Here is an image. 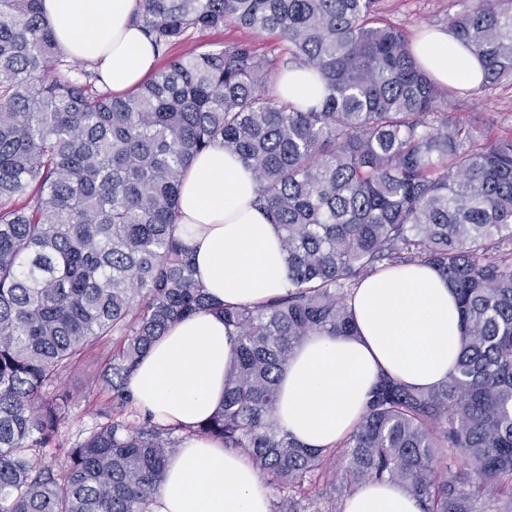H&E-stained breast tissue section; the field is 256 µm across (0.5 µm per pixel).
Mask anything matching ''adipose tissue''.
Segmentation results:
<instances>
[{"mask_svg": "<svg viewBox=\"0 0 512 512\" xmlns=\"http://www.w3.org/2000/svg\"><path fill=\"white\" fill-rule=\"evenodd\" d=\"M138 0H43V14L74 60L94 65L114 94L150 74L156 52L134 21ZM416 50L444 84L475 85L480 62L451 33L424 31ZM285 102L319 103L323 80L308 68L285 71L274 87ZM257 182L234 154L215 144L185 173L179 236L191 248L198 279L217 302L253 304L288 290L280 232L256 205ZM357 333L315 334L296 348L279 381L276 416L301 444L330 448L359 422L380 373L429 389L447 379L461 347V315L447 281L428 266L383 270L350 294ZM224 317L201 312L172 324L141 360L130 390L136 405L167 425L189 426L224 402L234 353ZM343 512H421L393 483L369 482ZM151 512H271V498L247 458L210 439H187L167 464Z\"/></svg>", "mask_w": 512, "mask_h": 512, "instance_id": "1", "label": "adipose tissue"}]
</instances>
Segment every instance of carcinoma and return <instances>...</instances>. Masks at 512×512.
Listing matches in <instances>:
<instances>
[{
  "label": "carcinoma",
  "instance_id": "carcinoma-1",
  "mask_svg": "<svg viewBox=\"0 0 512 512\" xmlns=\"http://www.w3.org/2000/svg\"><path fill=\"white\" fill-rule=\"evenodd\" d=\"M156 50L231 19L288 42L318 72V105L270 91L275 62L247 41L171 55L121 96L78 70L42 0H0V512H150L190 437L250 460L273 512H342L369 481L422 512H512V129L456 115L380 0H141ZM448 31L512 81V0H473ZM220 142L257 179L281 232L290 290L216 305L177 235L182 177ZM435 269L464 327L429 390L388 374L337 446L301 445L276 417L278 381L315 333L353 336V288L389 267ZM218 311L235 336L224 405L189 427L138 408L129 384L168 327ZM108 349L78 397L59 389ZM95 420L63 456L72 405ZM470 471L456 470L457 455Z\"/></svg>",
  "mask_w": 512,
  "mask_h": 512
}]
</instances>
